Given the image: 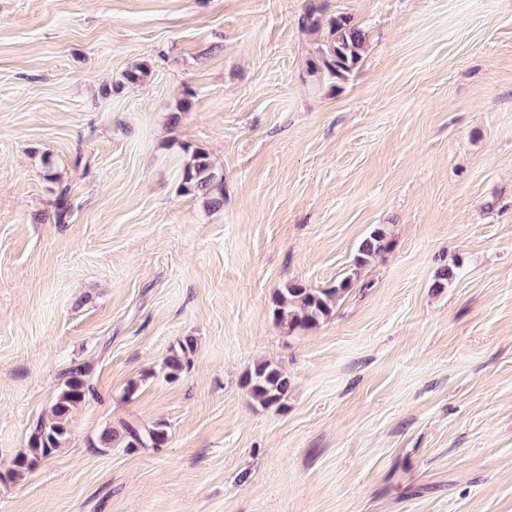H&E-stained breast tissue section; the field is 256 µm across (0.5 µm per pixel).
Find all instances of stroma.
I'll return each mask as SVG.
<instances>
[{
  "instance_id": "obj_1",
  "label": "stroma",
  "mask_w": 512,
  "mask_h": 512,
  "mask_svg": "<svg viewBox=\"0 0 512 512\" xmlns=\"http://www.w3.org/2000/svg\"><path fill=\"white\" fill-rule=\"evenodd\" d=\"M312 5L364 31L347 78L305 71ZM78 364L67 442L9 479ZM127 421L167 443L103 449ZM0 512H512V0H0ZM189 159L185 162L181 172V189L184 193L203 195L209 202L219 207L223 203V186L218 179L215 163L210 154L201 148L190 151ZM219 191V197L214 192ZM387 248L385 243V234L381 228H376L366 238L358 249V254L355 257L356 266L362 267L366 265L370 258L379 254ZM353 288V278L347 277L331 288L317 290L297 282H287L274 297V316L288 334L305 331L325 322L343 294ZM193 351L194 341L191 338L178 342L177 346L171 349V354L165 362L168 377L175 378L183 371L184 367L190 363ZM252 397L265 406L281 405L288 396L289 380L285 373L269 362L257 364L247 376Z\"/></svg>"
}]
</instances>
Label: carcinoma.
<instances>
[{"mask_svg":"<svg viewBox=\"0 0 512 512\" xmlns=\"http://www.w3.org/2000/svg\"><path fill=\"white\" fill-rule=\"evenodd\" d=\"M317 9L311 7L303 21L308 28L317 30L322 19L316 16ZM327 37L314 54L306 61V72L311 77L323 80L342 79L347 77L358 66L362 59L364 33L348 16L338 15L329 18ZM147 64H136L122 73L127 85L143 82L150 76ZM216 166L210 154L201 148L190 151L189 159L181 172V189L187 194L203 195L209 202L218 207L223 197L214 196V192L223 191L222 182L218 179ZM387 248L385 234L380 228L374 229L358 249L355 257L357 266L366 265L370 258ZM353 288V278L347 277L331 288L317 290L308 288L297 282H288L277 289L274 297V316L278 324L290 333L305 331L325 322L336 307L343 294ZM194 351V341L187 338L178 342L166 358L167 375L175 378L190 363ZM246 385L252 397L265 406L280 405L288 396L289 380L285 373L269 362L257 364L247 376ZM95 389L88 371L81 366L70 368L57 394L51 410V418L36 423L30 432L28 448L19 453L11 469V477L24 479L25 475L41 460L55 454L67 440V422L73 409L94 396ZM167 439V432L160 424L152 426L125 425V434L117 438L116 432L109 430L102 442L108 446L113 442L129 450L139 447H161Z\"/></svg>","mask_w":512,"mask_h":512,"instance_id":"1","label":"carcinoma"}]
</instances>
